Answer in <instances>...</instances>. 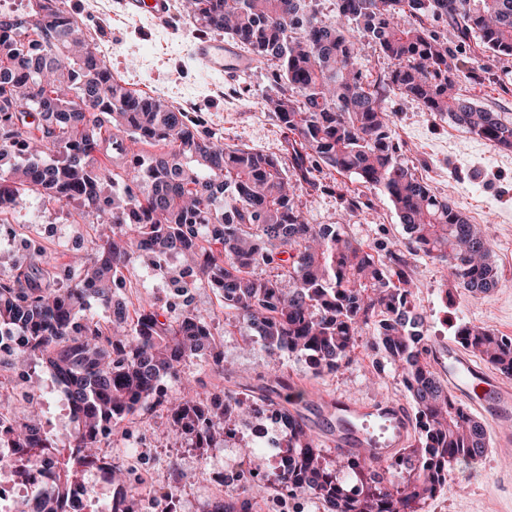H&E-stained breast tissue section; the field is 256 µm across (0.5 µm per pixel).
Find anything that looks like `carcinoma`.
Segmentation results:
<instances>
[{"label":"carcinoma","mask_w":512,"mask_h":512,"mask_svg":"<svg viewBox=\"0 0 512 512\" xmlns=\"http://www.w3.org/2000/svg\"><path fill=\"white\" fill-rule=\"evenodd\" d=\"M187 2L201 28L234 35L253 61L271 68L263 107L285 132L278 152L228 146L166 99L128 89L57 0H26L21 13H0V215L34 195L78 200L83 223L109 228L90 247L73 248L50 284L33 242L29 265L0 277V333L17 337L14 354L45 365L63 386L73 422L61 452L34 408L18 417L0 400V448L12 449L0 455V468L28 461L38 448L54 450V490L17 512H66L82 474L105 462L98 449L112 430L157 407L197 448L271 413L285 433V443L269 442L283 448L285 462L275 496H308L325 512H422L449 491L459 466L483 458L485 429L448 393L431 361L403 256L372 253L342 224L308 223L296 189L317 187L316 171L353 174L392 206L408 251L446 265L473 297L497 287L489 240L401 160L380 88L512 150V121L459 93L486 66L467 65L426 27L428 19L442 20L456 42L478 40L486 62L507 61L512 0H337L334 22L309 12L306 0ZM366 40L393 64L374 84L355 66ZM131 143L167 150L135 152ZM100 154L125 164L117 171ZM157 250L188 259L187 274L224 300V324L253 329L274 368L288 355L316 375L336 373L362 340L381 353L412 402L413 448L387 469L373 466L367 450L338 448L328 459L289 408L307 394L285 382L275 398L229 388L203 397L191 387L166 397L165 377L200 355L222 373L224 352L210 314L188 308L171 317L155 302L129 311L122 271L134 254ZM454 336L512 376V336L466 323ZM262 481L260 472L240 470L239 493L214 499L207 512H253L251 491ZM107 483L111 512H142L145 478L111 464Z\"/></svg>","instance_id":"obj_1"}]
</instances>
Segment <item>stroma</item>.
Listing matches in <instances>:
<instances>
[{
	"label": "stroma",
	"mask_w": 512,
	"mask_h": 512,
	"mask_svg": "<svg viewBox=\"0 0 512 512\" xmlns=\"http://www.w3.org/2000/svg\"><path fill=\"white\" fill-rule=\"evenodd\" d=\"M171 3L170 15L159 20L147 13L126 18L119 0H68L85 34L100 45L107 66L127 88L164 97L190 112L204 129L221 134L227 144L278 151L284 132L261 105L270 86L267 66L247 61L230 75L199 66L192 45L200 31L183 12L181 0ZM461 92L474 103L512 118V60L495 63L481 82L462 83ZM385 106L394 114L393 129L404 161L491 241L492 260L499 273L497 288L485 299L474 300L443 265L407 255L410 287L425 319L430 348L437 350L453 341V326L461 322L512 336V151L495 149L397 94H387ZM335 183L359 193L364 207L347 217L337 195L306 188L301 198L309 223L345 224L353 238L376 250L402 247L405 232L390 205L373 198L356 176L340 174ZM80 210L76 201L37 200L27 217L7 216L0 223V273L27 266L24 243L28 240L38 243L51 264L66 263L75 242L87 245L96 235L95 225L80 223ZM150 266L147 256L137 254L124 271V293L131 307L174 299L165 279L150 277ZM448 291L456 303L447 308L442 297ZM188 300L191 307L214 314L213 333L224 352L226 368L225 373H216L201 359L183 365V379L196 381L199 392L229 387L247 397L281 380L299 390L320 392L327 399L347 395L365 403L381 398L403 405L408 402L393 370L375 376L378 357L367 346L357 348L353 363L333 374L314 375L305 360L295 356L284 357L274 371L264 351L250 352L245 347L255 340L254 330L238 323L225 326L222 302L212 289L192 288ZM0 377L9 380L16 395L34 398L45 409L48 433L58 449L67 448L73 424L62 405L63 390L52 374L5 355L0 357ZM129 434L150 450L149 484L159 491L177 486L176 499L186 512H203L206 501L223 493L221 486L195 479L200 465L222 471L239 469L235 446L195 447L189 438L173 434L159 411L138 416L134 424L115 430L105 449L109 462L128 464L124 439ZM502 455V448L489 444L483 460L466 469L449 493L428 501L423 512H512V464H505Z\"/></svg>",
	"instance_id": "obj_1"
}]
</instances>
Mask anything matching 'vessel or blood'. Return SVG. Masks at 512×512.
Returning <instances> with one entry per match:
<instances>
[{
  "label": "vessel or blood",
  "mask_w": 512,
  "mask_h": 512,
  "mask_svg": "<svg viewBox=\"0 0 512 512\" xmlns=\"http://www.w3.org/2000/svg\"><path fill=\"white\" fill-rule=\"evenodd\" d=\"M122 7L131 16L148 12L163 17L170 9V0H122ZM194 53L211 70L218 72L235 70L241 64L236 50L220 40L199 41L194 46ZM440 359L445 364V381L449 389L467 409L487 417L498 446H512V379L477 368L453 344ZM365 412L392 424L393 435L384 444L371 446L366 435L356 427V418ZM315 416L321 421L326 437L337 447L353 450L371 446L382 460L392 457L404 446L410 423L408 412L389 400L365 405L339 398L316 409Z\"/></svg>",
  "instance_id": "vessel-or-blood-1"
}]
</instances>
